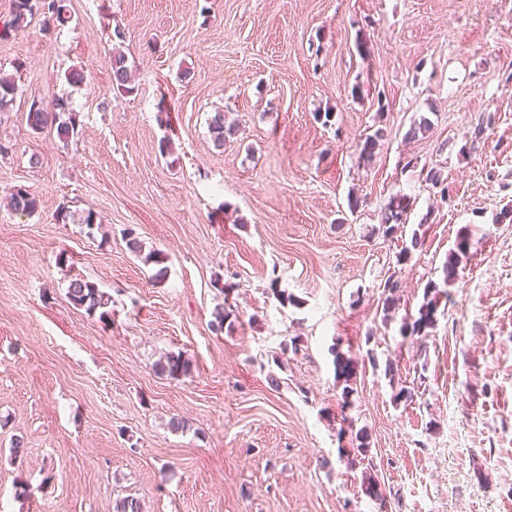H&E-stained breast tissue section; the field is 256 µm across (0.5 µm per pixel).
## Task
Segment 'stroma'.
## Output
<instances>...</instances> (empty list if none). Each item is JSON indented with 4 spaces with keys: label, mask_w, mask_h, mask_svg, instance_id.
Returning a JSON list of instances; mask_svg holds the SVG:
<instances>
[{
    "label": "stroma",
    "mask_w": 512,
    "mask_h": 512,
    "mask_svg": "<svg viewBox=\"0 0 512 512\" xmlns=\"http://www.w3.org/2000/svg\"><path fill=\"white\" fill-rule=\"evenodd\" d=\"M11 4L0 512H114L127 496L143 512H512V222L499 219L512 206V0H67L49 33L38 18L12 30ZM117 27L130 94L112 87ZM74 69L83 83L67 81ZM59 97L77 115L65 142L27 123L32 101ZM217 111L237 127L221 148ZM424 117L430 131L407 141ZM432 167L442 187L424 180ZM19 187L37 214L7 206ZM395 196L409 207L387 237ZM63 207L100 224L59 223ZM462 235L469 259L434 328L403 338ZM77 277L109 295L107 319L70 304ZM171 354L186 376L160 372ZM402 387L413 400H396ZM361 430L369 452L350 469L340 451ZM366 471L384 501L366 495Z\"/></svg>",
    "instance_id": "1"
}]
</instances>
